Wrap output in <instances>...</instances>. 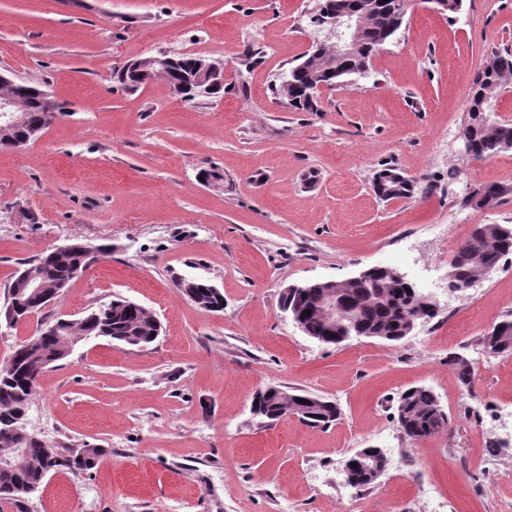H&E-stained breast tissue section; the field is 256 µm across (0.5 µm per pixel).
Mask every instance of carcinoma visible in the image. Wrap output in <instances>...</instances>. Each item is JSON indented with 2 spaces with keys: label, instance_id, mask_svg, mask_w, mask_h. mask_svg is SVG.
Returning <instances> with one entry per match:
<instances>
[{
  "label": "carcinoma",
  "instance_id": "1",
  "mask_svg": "<svg viewBox=\"0 0 512 512\" xmlns=\"http://www.w3.org/2000/svg\"><path fill=\"white\" fill-rule=\"evenodd\" d=\"M321 5L332 8L368 11L378 33L372 37L369 46L352 59L342 63L346 69L366 73L373 56L381 49L376 40L383 38L382 31L392 28L397 32L408 10L405 0H321ZM176 63L168 64L164 79L172 86L186 81L191 85L206 82L209 76L198 71L193 56H175ZM328 49L321 50L315 59L303 55L288 70V79L301 86L308 80L309 66L317 68L324 76L331 71L328 67ZM512 75V51H494L487 58L483 68L473 80L468 100V122L463 134L470 139L468 156L473 160H484L498 152L512 149V124L496 123L484 119L491 102L502 91L507 77ZM42 87L32 84L24 86L22 98L30 123L36 125L46 116ZM505 189L497 184H480L466 202H477L484 206L497 203ZM512 254V226L503 224H478L455 249L450 268L456 279L464 282L481 273L487 267H495L500 260ZM85 262L84 253L73 251L60 257L45 253L28 260L12 277L7 287L3 312L21 315L24 309L33 305L28 299L16 304L14 287L22 273L33 267L38 268L51 288L46 295H54V289L64 290L71 281L72 267ZM183 294L202 309L224 302V296L211 289V283L203 279L183 280L180 283ZM418 291L409 283L397 282L384 275H377L369 284L346 285L341 297L345 302L337 304L336 315L350 318L356 328L389 337L395 343L406 337L405 329L411 316L421 313L423 318L431 317L424 312L418 301ZM289 309L304 316L308 336L318 340L329 337L327 344L338 345L342 321L333 320L321 303V293L298 287L293 293ZM311 315H304L305 310ZM96 316L81 320L77 325L63 320L46 323L39 333L21 344L19 356L10 370L0 374V433L12 428L15 421L27 415L31 398L37 387V378L46 370L49 361L60 362L66 339L79 333L83 336L104 337L128 346L140 347L156 341L159 328L154 317L140 304L122 298H115L95 309ZM501 334L482 338V345L497 344L500 352L512 356V319L500 321ZM448 367L452 369L460 385L470 389L473 371L469 361L458 353L448 355ZM397 424L406 430V437H427L449 424V417L440 406L435 393L423 386H414L398 394L396 399ZM267 411L278 415L295 414L305 420L321 421L330 416L333 407L328 400H309L307 394L296 390L288 396L273 395L267 402ZM22 455L19 462L8 467L0 465V501L18 505L30 496V484L40 478L48 468L56 471L91 474L110 453V449L87 445L83 448H51L37 440L24 427H19Z\"/></svg>",
  "mask_w": 512,
  "mask_h": 512
}]
</instances>
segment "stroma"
<instances>
[{
	"label": "stroma",
	"instance_id": "35a3bbf8",
	"mask_svg": "<svg viewBox=\"0 0 512 512\" xmlns=\"http://www.w3.org/2000/svg\"><path fill=\"white\" fill-rule=\"evenodd\" d=\"M318 0H0V72L43 86L63 113L20 151L0 150V300L22 260L77 238L108 243L40 317L0 327V363L40 320L77 319L123 297L162 324L130 347L90 337L39 379L27 428L44 444L107 448L92 475L56 473L0 512H512V356L480 340L512 317V254L474 288L449 293V260L474 225H512V150L471 160L462 130L474 77L512 50V0H464L455 19L417 0L368 75L298 112L275 95L309 48ZM225 62L221 97L184 101L165 82L126 89L113 73L150 56ZM386 165L415 180L409 199L371 185ZM224 176L204 186L203 170ZM508 193L470 202L475 185ZM404 274L437 303L390 344L325 345L280 309L293 283L369 267ZM203 278L223 311L181 280ZM467 358L471 388L448 356ZM268 386L335 401L327 428L252 412ZM430 388L450 426L407 438L396 398ZM503 477L481 464L487 442ZM380 448L391 463L366 488L342 462ZM190 286V288H187ZM211 283L207 280L203 279H191V280H183L180 283V288L183 294L198 307L205 309L211 308L212 306H217L223 303L224 305V296L220 292L219 294L213 291V288H216L212 285V288H209ZM202 289H205V292H202Z\"/></svg>",
	"mask_w": 512,
	"mask_h": 512
}]
</instances>
